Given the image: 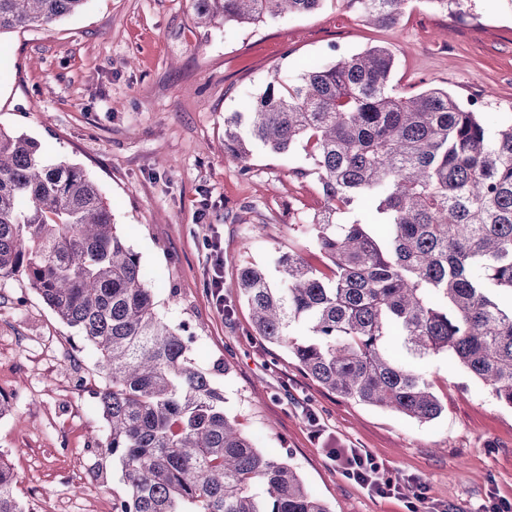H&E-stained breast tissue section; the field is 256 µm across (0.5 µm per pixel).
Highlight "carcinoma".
I'll use <instances>...</instances> for the list:
<instances>
[{
  "label": "carcinoma",
  "instance_id": "obj_1",
  "mask_svg": "<svg viewBox=\"0 0 512 512\" xmlns=\"http://www.w3.org/2000/svg\"><path fill=\"white\" fill-rule=\"evenodd\" d=\"M88 0H0V36L48 26ZM198 24H249L326 0H192ZM410 0H348L369 25ZM395 55L372 46L294 79L275 75L224 119V151L301 148L323 206L297 226L323 259L290 250L278 281L230 282L252 332L344 399L430 422L444 410L410 362L446 354L512 407V113L446 90L399 93ZM365 200L370 210L354 211ZM24 278L94 350L104 453L122 465L120 512H330L296 469L265 455L189 357L187 326L156 312L140 256L79 167L0 128V280ZM0 461V512H25Z\"/></svg>",
  "mask_w": 512,
  "mask_h": 512
}]
</instances>
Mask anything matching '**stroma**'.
Segmentation results:
<instances>
[{
    "mask_svg": "<svg viewBox=\"0 0 512 512\" xmlns=\"http://www.w3.org/2000/svg\"><path fill=\"white\" fill-rule=\"evenodd\" d=\"M390 46L393 83L442 88L479 111L512 112V9L466 0L451 16L412 0L398 22L368 27L347 0L239 26H196L191 0H88L79 14L0 37V128L40 141L80 166L138 253L160 316L189 324V355L212 372L225 407L269 457L290 462L330 512H490L512 502V408L445 355L422 363L444 411L421 424L342 399L304 375L282 348L253 336L236 295L212 298L215 271L273 268L279 253L321 257L297 231L322 199L303 153L224 151V120L273 73L371 45ZM81 336L37 293L0 281V459L31 512H107L124 490L100 449L103 380ZM360 448L400 487L380 498L346 479L328 454Z\"/></svg>",
    "mask_w": 512,
    "mask_h": 512,
    "instance_id": "stroma-1",
    "label": "stroma"
}]
</instances>
